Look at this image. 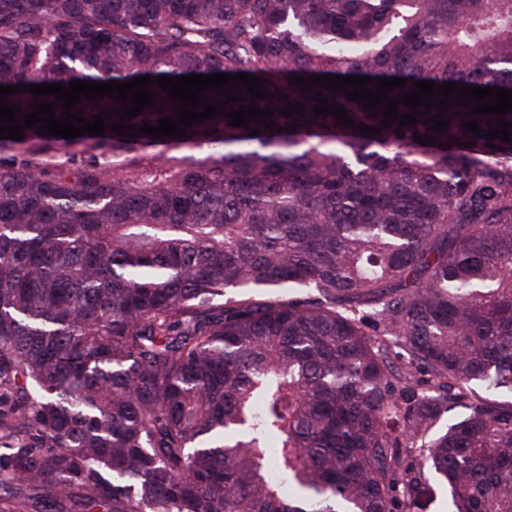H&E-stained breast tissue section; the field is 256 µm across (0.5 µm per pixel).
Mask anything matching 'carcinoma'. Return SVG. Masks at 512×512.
Returning a JSON list of instances; mask_svg holds the SVG:
<instances>
[{"label":"carcinoma","mask_w":512,"mask_h":512,"mask_svg":"<svg viewBox=\"0 0 512 512\" xmlns=\"http://www.w3.org/2000/svg\"><path fill=\"white\" fill-rule=\"evenodd\" d=\"M217 73L272 97L0 139V512H412L432 478L512 512V141L463 127L512 112L384 129L288 82L512 90V0H0V86ZM152 92L126 123L179 110ZM252 103L281 132L229 124Z\"/></svg>","instance_id":"obj_1"}]
</instances>
